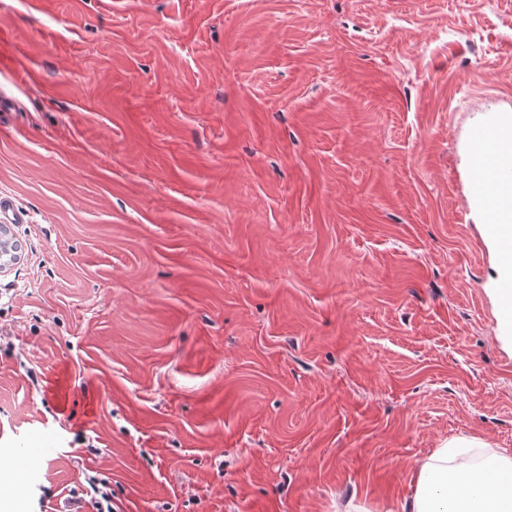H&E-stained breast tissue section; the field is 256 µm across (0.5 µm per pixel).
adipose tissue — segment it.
Returning <instances> with one entry per match:
<instances>
[{
    "instance_id": "obj_1",
    "label": "adipose tissue",
    "mask_w": 512,
    "mask_h": 512,
    "mask_svg": "<svg viewBox=\"0 0 512 512\" xmlns=\"http://www.w3.org/2000/svg\"><path fill=\"white\" fill-rule=\"evenodd\" d=\"M506 138L501 150L505 177L498 186L504 215L501 243L512 245V115L499 123ZM476 438L451 439L431 449L418 467L415 488L404 497L401 512H512V455H493L477 472L462 473L448 465L453 449L477 448Z\"/></svg>"
}]
</instances>
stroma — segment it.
<instances>
[{
	"instance_id": "35a3bbf8",
	"label": "stroma",
	"mask_w": 512,
	"mask_h": 512,
	"mask_svg": "<svg viewBox=\"0 0 512 512\" xmlns=\"http://www.w3.org/2000/svg\"><path fill=\"white\" fill-rule=\"evenodd\" d=\"M0 471L23 512H400L512 451L471 132L512 0H0ZM54 456L20 454L35 431ZM20 247L14 243L7 230L0 227V274L9 270L20 258ZM82 496L87 512H116L112 507V492L108 491V483L104 480L89 479Z\"/></svg>"
}]
</instances>
